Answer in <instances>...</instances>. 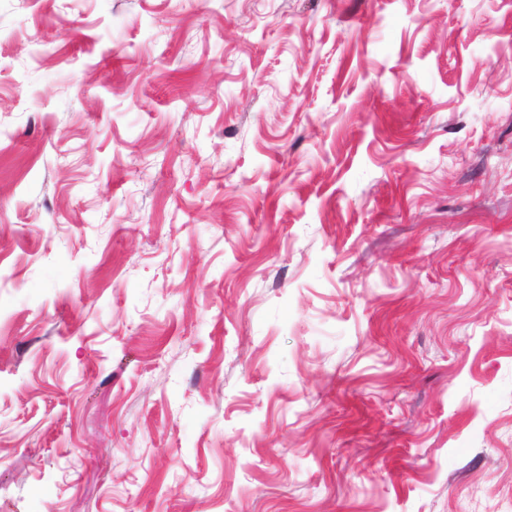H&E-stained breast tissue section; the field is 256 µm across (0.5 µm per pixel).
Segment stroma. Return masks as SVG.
Segmentation results:
<instances>
[{
	"mask_svg": "<svg viewBox=\"0 0 512 512\" xmlns=\"http://www.w3.org/2000/svg\"><path fill=\"white\" fill-rule=\"evenodd\" d=\"M0 512H512V0H0Z\"/></svg>",
	"mask_w": 512,
	"mask_h": 512,
	"instance_id": "35a3bbf8",
	"label": "stroma"
}]
</instances>
